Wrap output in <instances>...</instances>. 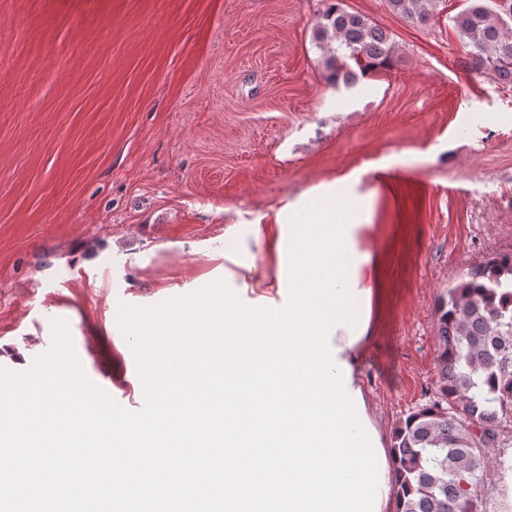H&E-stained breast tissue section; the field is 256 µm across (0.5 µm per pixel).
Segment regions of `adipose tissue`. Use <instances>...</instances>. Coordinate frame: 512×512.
I'll list each match as a JSON object with an SVG mask.
<instances>
[{"instance_id": "ef3b65f1", "label": "adipose tissue", "mask_w": 512, "mask_h": 512, "mask_svg": "<svg viewBox=\"0 0 512 512\" xmlns=\"http://www.w3.org/2000/svg\"><path fill=\"white\" fill-rule=\"evenodd\" d=\"M298 215L250 227L276 259V299L248 303L228 276L223 315L182 310L180 336L167 335L166 319L145 324L164 345L145 362L142 381L174 440L206 430L214 408L171 402L170 387L190 386L195 373L223 363L224 491L251 512H392L391 454L361 379L372 296L362 227L327 223L307 205ZM111 455L105 482L116 502L177 474L165 455L126 447Z\"/></svg>"}]
</instances>
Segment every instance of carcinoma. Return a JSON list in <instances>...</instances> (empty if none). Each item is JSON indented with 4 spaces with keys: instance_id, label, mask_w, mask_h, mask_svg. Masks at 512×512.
Wrapping results in <instances>:
<instances>
[{
    "instance_id": "carcinoma-1",
    "label": "carcinoma",
    "mask_w": 512,
    "mask_h": 512,
    "mask_svg": "<svg viewBox=\"0 0 512 512\" xmlns=\"http://www.w3.org/2000/svg\"><path fill=\"white\" fill-rule=\"evenodd\" d=\"M442 0H388L393 11L427 25ZM476 73L512 86V0H471L453 17ZM312 42L334 85L355 86L394 65L391 35L342 0H327ZM438 395L393 432L396 512H481L478 494L497 436L512 408V253L461 276L436 308Z\"/></svg>"
}]
</instances>
